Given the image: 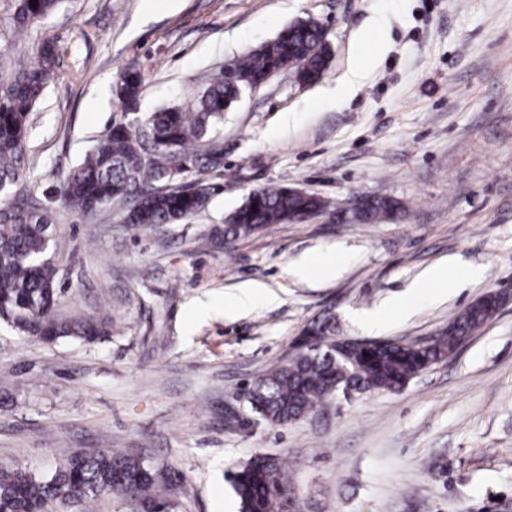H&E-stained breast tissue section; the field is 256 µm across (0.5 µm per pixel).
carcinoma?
<instances>
[{
  "mask_svg": "<svg viewBox=\"0 0 512 512\" xmlns=\"http://www.w3.org/2000/svg\"><path fill=\"white\" fill-rule=\"evenodd\" d=\"M16 0L12 31L26 38L47 18L59 0ZM330 56L323 26L312 19L296 23L272 41L232 60L210 77L189 107L168 108L147 116L151 147L118 121L98 141L93 152L61 180L57 195L81 217H92L114 200H127V223L138 227L174 224L199 213L214 186L198 182L195 190L165 189L180 179L174 174L216 171L224 166V148L212 130L224 122V111L245 89L264 83L272 74L292 69L305 82L322 75ZM59 49L44 39L32 47L29 61L0 80V185L9 189L27 162L26 126L29 115L57 73ZM142 77L129 70L121 78L122 111L136 109ZM329 203L315 194L298 195L288 186L254 190L248 204L236 209L224 226V237L248 238L288 218L301 220ZM393 198H375L363 215L366 221L397 214ZM53 213L41 203L20 200L0 208V320L39 341L63 337L94 343L112 335V322L95 318L64 319L56 314L58 269L53 260ZM489 296L455 316L436 340L421 344L367 348L347 345L331 362L296 350L253 379L250 387L266 422L286 425L299 420L331 397L336 382L349 380L369 391H399L406 381L428 366L445 360L476 329L501 308ZM303 333L325 353L336 341L330 319L314 320ZM231 482L242 512H281V494L288 492L282 464L259 457L233 473ZM172 484L152 465L121 452H78L53 473L0 469V512H49L56 505L66 512H91L103 495L137 503L140 508H172Z\"/></svg>",
  "mask_w": 512,
  "mask_h": 512,
  "instance_id": "carcinoma-1",
  "label": "carcinoma"
}]
</instances>
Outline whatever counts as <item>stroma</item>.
<instances>
[{
	"label": "stroma",
	"instance_id": "obj_1",
	"mask_svg": "<svg viewBox=\"0 0 512 512\" xmlns=\"http://www.w3.org/2000/svg\"><path fill=\"white\" fill-rule=\"evenodd\" d=\"M307 18L328 33L325 71L309 85L277 72L225 112L200 213L139 228L121 202L90 219L55 203L56 310L107 317L112 335L47 344L0 322V465L48 473L120 451L168 473L174 512H240L230 473L263 454L285 466L290 512H512V299L402 390L250 431L228 415L249 412L246 387L313 320L422 341L512 285V0H60L35 30L56 40L60 73L30 115L17 188L53 196L122 120L123 72L142 75L144 116ZM272 185L330 206L225 240L229 214ZM360 195L401 210L355 219ZM305 253L339 259L341 275L294 279ZM450 258L455 279L410 291ZM247 281L275 301L225 317Z\"/></svg>",
	"mask_w": 512,
	"mask_h": 512
}]
</instances>
